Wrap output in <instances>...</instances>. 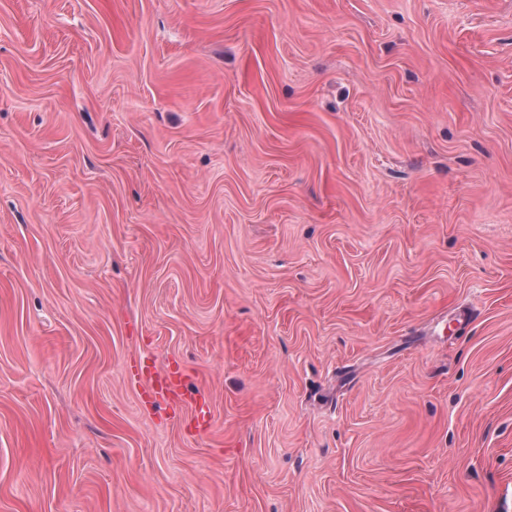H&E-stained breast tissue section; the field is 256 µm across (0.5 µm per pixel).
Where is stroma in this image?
<instances>
[{"instance_id":"obj_1","label":"stroma","mask_w":512,"mask_h":512,"mask_svg":"<svg viewBox=\"0 0 512 512\" xmlns=\"http://www.w3.org/2000/svg\"><path fill=\"white\" fill-rule=\"evenodd\" d=\"M0 512H512V0H0ZM128 375L136 382H146L149 392L156 389L162 398L174 403H181L185 394V376L179 371H169L163 377H153V373L142 361H133L128 366Z\"/></svg>"}]
</instances>
